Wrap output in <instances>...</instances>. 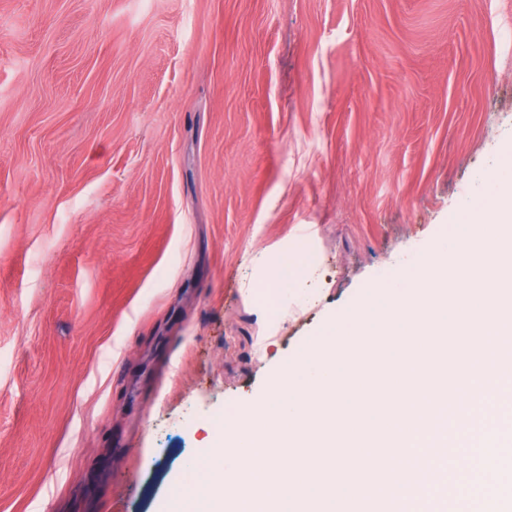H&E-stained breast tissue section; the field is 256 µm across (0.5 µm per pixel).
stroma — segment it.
<instances>
[{
    "mask_svg": "<svg viewBox=\"0 0 512 512\" xmlns=\"http://www.w3.org/2000/svg\"><path fill=\"white\" fill-rule=\"evenodd\" d=\"M510 149L512 0H0V512H169ZM308 274L309 265L304 258L288 260L280 265V269L278 270L273 286L276 285L279 288L301 287L306 282Z\"/></svg>",
    "mask_w": 512,
    "mask_h": 512,
    "instance_id": "obj_1",
    "label": "stroma"
}]
</instances>
